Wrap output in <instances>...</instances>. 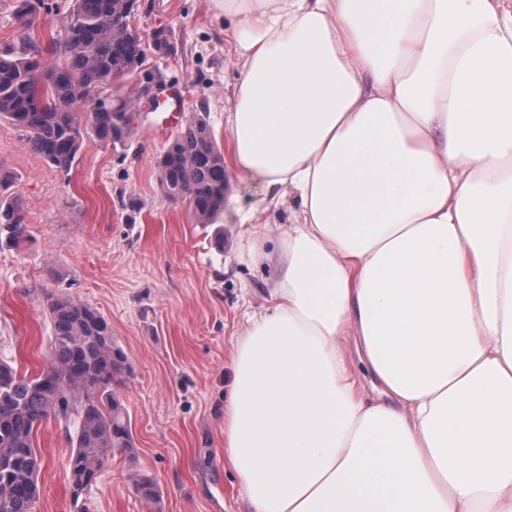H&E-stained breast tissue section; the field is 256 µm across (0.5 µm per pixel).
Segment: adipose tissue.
Segmentation results:
<instances>
[{"instance_id": "ef3b65f1", "label": "adipose tissue", "mask_w": 512, "mask_h": 512, "mask_svg": "<svg viewBox=\"0 0 512 512\" xmlns=\"http://www.w3.org/2000/svg\"><path fill=\"white\" fill-rule=\"evenodd\" d=\"M236 169L296 220L231 336L247 512H512V0H212Z\"/></svg>"}]
</instances>
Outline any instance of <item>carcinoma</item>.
Segmentation results:
<instances>
[{"instance_id":"cac0c4a2","label":"carcinoma","mask_w":512,"mask_h":512,"mask_svg":"<svg viewBox=\"0 0 512 512\" xmlns=\"http://www.w3.org/2000/svg\"><path fill=\"white\" fill-rule=\"evenodd\" d=\"M13 17L21 44L0 47V120L23 130L32 151L67 177L89 142L107 145L129 134L121 113L133 108L132 96L115 90L105 99L88 91L113 74L137 71L143 51L138 33L122 32L112 22L133 13L136 0H75L65 40L55 45L62 60L50 64L24 32L36 22L44 0H16ZM34 73L44 74L37 83ZM164 194L188 203L201 224L224 205L227 176L224 155L211 134L207 115L196 112L157 160ZM0 177V250L30 237L22 207L6 193ZM52 334L48 362L28 375L0 358V502L8 512H34L40 461L33 436L50 417L76 421L68 459L70 493L77 501L96 483L115 450L132 447L127 412L114 386L128 372L127 357L112 338V324L99 311L74 298H50ZM145 500L156 503L155 480L135 482Z\"/></svg>"}]
</instances>
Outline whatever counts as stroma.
Returning a JSON list of instances; mask_svg holds the SVG:
<instances>
[{
  "mask_svg": "<svg viewBox=\"0 0 512 512\" xmlns=\"http://www.w3.org/2000/svg\"><path fill=\"white\" fill-rule=\"evenodd\" d=\"M45 3L29 37L48 57L65 38L74 0ZM130 23L146 40L168 30L173 53L147 62L165 86L184 88L185 114L207 113L223 143L238 68L210 0H138ZM137 109L124 145H86L67 178L0 120V173L31 231L0 250V358L15 357L21 371L40 368L47 297L63 293L109 319L130 364L117 391L132 452L114 451L96 485L72 500L71 443L63 423L49 419L33 439L42 462L36 512H245L224 458L229 340L263 305L269 272L240 259L241 218L262 208L274 227L290 213L266 209L262 186L230 167L221 213L198 223L188 202L167 199L160 185L156 161L178 132L166 124V105L144 98ZM140 475L156 480L159 504L137 494Z\"/></svg>",
  "mask_w": 512,
  "mask_h": 512,
  "instance_id": "35a3bbf8",
  "label": "stroma"
}]
</instances>
